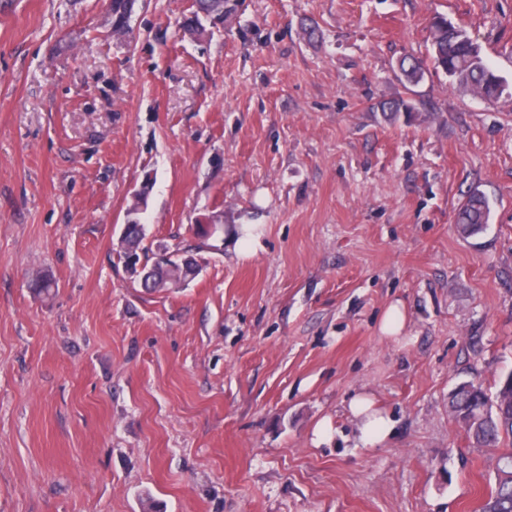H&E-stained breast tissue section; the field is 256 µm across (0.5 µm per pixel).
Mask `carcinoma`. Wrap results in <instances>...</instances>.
Segmentation results:
<instances>
[{
  "instance_id": "obj_1",
  "label": "carcinoma",
  "mask_w": 512,
  "mask_h": 512,
  "mask_svg": "<svg viewBox=\"0 0 512 512\" xmlns=\"http://www.w3.org/2000/svg\"><path fill=\"white\" fill-rule=\"evenodd\" d=\"M135 0H112V16H121V22L112 26V34L126 36L134 13ZM235 12L231 0H195L192 16L185 20L184 29L192 36L204 37L208 31L202 20L219 17L229 20ZM446 23L436 17L432 23L431 46L438 47L430 53V63L436 70L453 78L457 85L489 101H497L505 90L502 80L486 65L466 30L455 27L451 32H440ZM424 61L416 57L403 58L405 83L416 85L424 77ZM388 116L402 114L410 117L414 107L409 102L395 98L379 103ZM490 206L487 197L479 190L470 191L461 205L457 224L462 235L470 237L483 231L488 224ZM145 234L131 227L119 252L120 259L130 256L144 262L143 269L154 272L155 288L165 290L166 280L172 272L162 262L155 261L144 246ZM449 404L460 427L470 443L478 448L504 446L495 466V486L482 502L479 512H512V372L506 374L495 393H488L475 381L457 385L449 394Z\"/></svg>"
}]
</instances>
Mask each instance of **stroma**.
<instances>
[{
    "label": "stroma",
    "mask_w": 512,
    "mask_h": 512,
    "mask_svg": "<svg viewBox=\"0 0 512 512\" xmlns=\"http://www.w3.org/2000/svg\"><path fill=\"white\" fill-rule=\"evenodd\" d=\"M191 4L138 0L116 39L103 0H0V512H478L498 451L448 394L512 371V0H241L201 40ZM437 15L506 99L404 84ZM147 175V246L201 267L173 291L119 259ZM362 391L394 423L372 448ZM489 216L490 206L487 197L478 189L471 190L458 211L457 224L460 233L470 237L482 232L488 224ZM405 327V315L398 305L390 306L380 322V332L386 337H397Z\"/></svg>",
    "instance_id": "35a3bbf8"
}]
</instances>
